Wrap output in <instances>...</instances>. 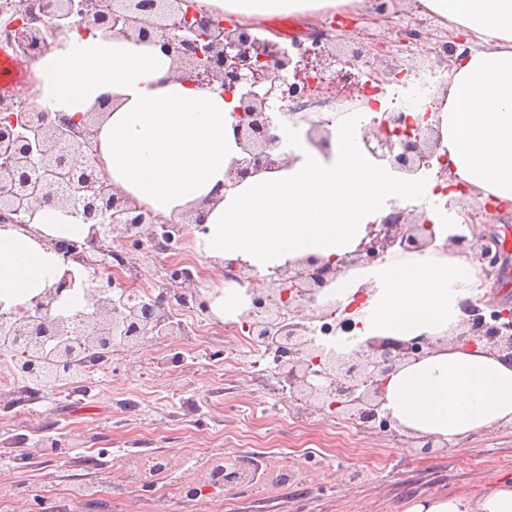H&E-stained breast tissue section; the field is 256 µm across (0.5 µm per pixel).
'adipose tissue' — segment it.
<instances>
[{"label": "adipose tissue", "mask_w": 512, "mask_h": 512, "mask_svg": "<svg viewBox=\"0 0 512 512\" xmlns=\"http://www.w3.org/2000/svg\"><path fill=\"white\" fill-rule=\"evenodd\" d=\"M220 16L253 24L277 15L360 12L363 0H207ZM443 26L474 42L452 65L437 97L445 181L480 200L512 204V0H418ZM36 104L80 117L99 102L110 108L96 128L112 184L156 215L180 220L204 212L194 249L213 264L233 262L272 274L307 257L336 261L354 251L368 227L393 207L416 210L434 224L435 241L421 252L396 251L350 268L322 291L320 307H338L351 322L331 345L353 353L367 340L424 336L436 348L403 361L386 384L385 411L405 432L461 445L477 432L512 424V361L484 345L456 343L464 306L492 288L473 256L446 248L449 235L468 233L435 207L436 174L407 176L376 161L361 134L368 113L337 120L326 113L329 143L306 138L305 123L285 122L289 161L234 187L226 174L240 158L233 130L234 101L222 91L176 79L159 48L118 34L71 33L38 59ZM88 225L46 207L32 230H0V307L25 306L64 272L54 241H83ZM212 313L239 321L251 305L247 286H213ZM402 512H512V481L481 495L412 498Z\"/></svg>", "instance_id": "obj_1"}]
</instances>
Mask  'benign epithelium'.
I'll return each mask as SVG.
<instances>
[{
    "instance_id": "7a95c632",
    "label": "benign epithelium",
    "mask_w": 512,
    "mask_h": 512,
    "mask_svg": "<svg viewBox=\"0 0 512 512\" xmlns=\"http://www.w3.org/2000/svg\"><path fill=\"white\" fill-rule=\"evenodd\" d=\"M186 0H24L9 28L13 48L30 59L50 51L62 36L93 30L118 33L139 43L160 47L173 60L176 78L200 88L219 86L236 97L232 116L243 156L234 161L227 177L235 185L248 176L276 170L288 163L277 152L279 136L273 113L288 103L295 111L303 100L326 104L341 96L379 94L383 85L401 81L415 71L392 66L382 69L362 49L342 51L332 31L352 28L356 19L314 28L304 38L291 39V47L255 32L254 25L217 21L208 14L185 8ZM23 99L0 96V227L33 223L45 206L62 209L91 225L83 242L58 241L55 250L64 265L88 269L89 252L103 251L105 240L119 233L139 234L143 227L165 224L146 208L118 190L101 169L96 124L105 111L99 104L76 119L21 107ZM431 112L413 121L402 112L387 111L363 132L368 152L406 175H416L439 164V177L448 164L439 154L440 136ZM325 122L313 123L309 141L319 147L328 142ZM504 206L489 199L470 216L471 223L502 221ZM435 240L433 225L408 209L395 208L351 254L336 263L305 258L278 269L269 280H251V307L241 316L242 327L254 342L274 357L290 394L314 400L321 407L350 416L365 428L396 435V423L383 409L386 382L405 359L417 361L436 347L426 337L409 341L371 339L365 347L342 355L315 344L304 324L305 311L317 296L347 268L364 266L390 249L423 251ZM448 244L468 250L487 276L498 284L503 273L498 236H448ZM83 288L84 311L71 316L58 312L64 293ZM120 293H115V290ZM125 281L116 272L103 277L93 272L76 280L65 269L58 282L34 297L27 306L0 308V353L12 355L16 368L41 388L79 375L77 361L105 355L120 338L131 347L149 336H169L181 329L162 312V302L120 301ZM466 329L455 338L466 346L480 342L512 358V312L504 308L487 321L474 303L465 305Z\"/></svg>"
}]
</instances>
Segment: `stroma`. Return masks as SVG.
Instances as JSON below:
<instances>
[{"instance_id":"stroma-1","label":"stroma","mask_w":512,"mask_h":512,"mask_svg":"<svg viewBox=\"0 0 512 512\" xmlns=\"http://www.w3.org/2000/svg\"><path fill=\"white\" fill-rule=\"evenodd\" d=\"M181 244L108 238L99 273L184 303L194 331L113 347L107 371L46 392L23 378L0 386V505L6 512H400L409 497L477 495L512 476V425L471 435L464 452L420 451L408 434L358 429L348 417L282 392L264 348L241 346L200 307L220 272ZM239 361L227 363L229 352ZM95 398L80 408L82 393ZM262 475L221 485V459ZM88 489L80 501L71 490Z\"/></svg>"}]
</instances>
